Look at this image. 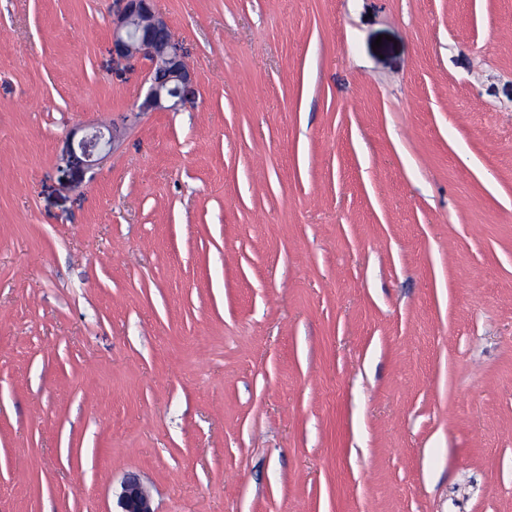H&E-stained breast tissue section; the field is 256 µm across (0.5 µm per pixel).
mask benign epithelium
Listing matches in <instances>:
<instances>
[{
  "label": "benign epithelium",
  "instance_id": "obj_1",
  "mask_svg": "<svg viewBox=\"0 0 512 512\" xmlns=\"http://www.w3.org/2000/svg\"><path fill=\"white\" fill-rule=\"evenodd\" d=\"M124 7L112 19V51L140 55L151 68L143 101L136 112L178 111L188 103L192 74L172 42L168 21L157 14L152 0H123ZM116 131L104 126L88 129L77 144H69L68 157L90 167L114 149ZM120 512H154L139 478L127 477L117 499Z\"/></svg>",
  "mask_w": 512,
  "mask_h": 512
}]
</instances>
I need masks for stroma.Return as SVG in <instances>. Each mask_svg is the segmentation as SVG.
Masks as SVG:
<instances>
[{
    "mask_svg": "<svg viewBox=\"0 0 512 512\" xmlns=\"http://www.w3.org/2000/svg\"><path fill=\"white\" fill-rule=\"evenodd\" d=\"M120 7L0 0V512H512V0H154L86 170ZM124 7L112 19V51L140 55L151 68L143 101L132 112L178 111L188 103L192 74L172 42L168 21L157 14L152 0H121ZM116 140L117 134L113 128L111 130L104 126H94L78 140L77 148L73 141L68 145V157L81 164L85 162L89 167L98 165L111 150L113 151ZM77 151L83 159L77 156ZM117 504L121 510L115 512H154L150 496L136 476H129L124 480Z\"/></svg>",
    "mask_w": 512,
    "mask_h": 512,
    "instance_id": "obj_1",
    "label": "stroma"
}]
</instances>
